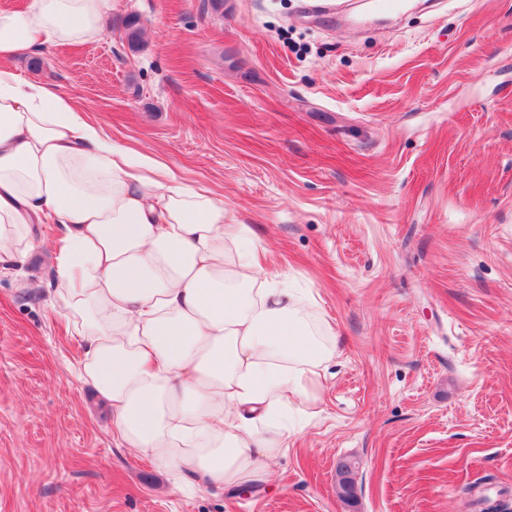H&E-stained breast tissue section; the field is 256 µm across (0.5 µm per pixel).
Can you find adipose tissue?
I'll return each instance as SVG.
<instances>
[{
	"instance_id": "ef3b65f1",
	"label": "adipose tissue",
	"mask_w": 512,
	"mask_h": 512,
	"mask_svg": "<svg viewBox=\"0 0 512 512\" xmlns=\"http://www.w3.org/2000/svg\"><path fill=\"white\" fill-rule=\"evenodd\" d=\"M110 3L0 9V57L95 43ZM224 217L223 197L0 69V264L26 258L33 225H60L55 295L119 445L223 490L268 484L338 349L313 297L261 267L250 227Z\"/></svg>"
}]
</instances>
